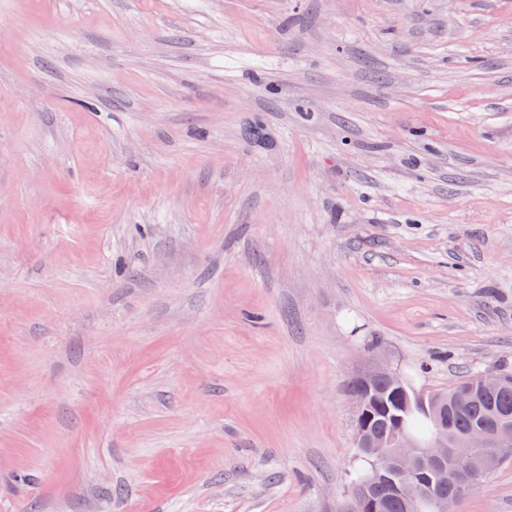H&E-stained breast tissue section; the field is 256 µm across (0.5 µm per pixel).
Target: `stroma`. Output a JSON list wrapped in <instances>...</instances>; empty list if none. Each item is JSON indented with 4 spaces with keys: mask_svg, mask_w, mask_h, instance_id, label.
I'll use <instances>...</instances> for the list:
<instances>
[{
    "mask_svg": "<svg viewBox=\"0 0 512 512\" xmlns=\"http://www.w3.org/2000/svg\"><path fill=\"white\" fill-rule=\"evenodd\" d=\"M376 358L512 373V0H0V512H344Z\"/></svg>",
    "mask_w": 512,
    "mask_h": 512,
    "instance_id": "obj_1",
    "label": "stroma"
}]
</instances>
